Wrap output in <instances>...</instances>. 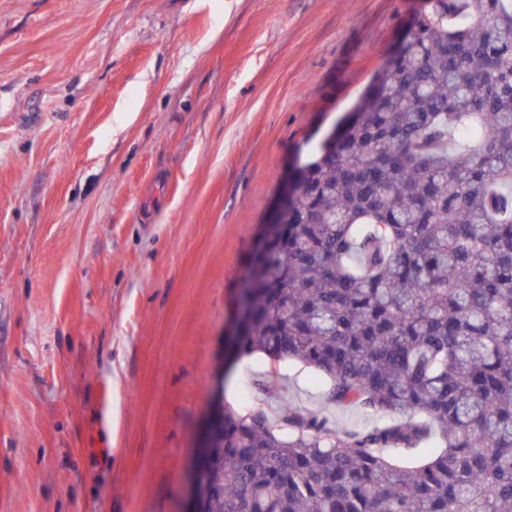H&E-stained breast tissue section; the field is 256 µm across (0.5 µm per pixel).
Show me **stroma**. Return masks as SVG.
Listing matches in <instances>:
<instances>
[{"label": "stroma", "instance_id": "obj_1", "mask_svg": "<svg viewBox=\"0 0 512 512\" xmlns=\"http://www.w3.org/2000/svg\"><path fill=\"white\" fill-rule=\"evenodd\" d=\"M424 0H0V512H183L215 394L350 429L226 358L249 258Z\"/></svg>", "mask_w": 512, "mask_h": 512}]
</instances>
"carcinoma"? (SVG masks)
<instances>
[{
	"instance_id": "carcinoma-1",
	"label": "carcinoma",
	"mask_w": 512,
	"mask_h": 512,
	"mask_svg": "<svg viewBox=\"0 0 512 512\" xmlns=\"http://www.w3.org/2000/svg\"><path fill=\"white\" fill-rule=\"evenodd\" d=\"M317 153L229 351L402 419L226 411L207 512H512V0H427Z\"/></svg>"
}]
</instances>
